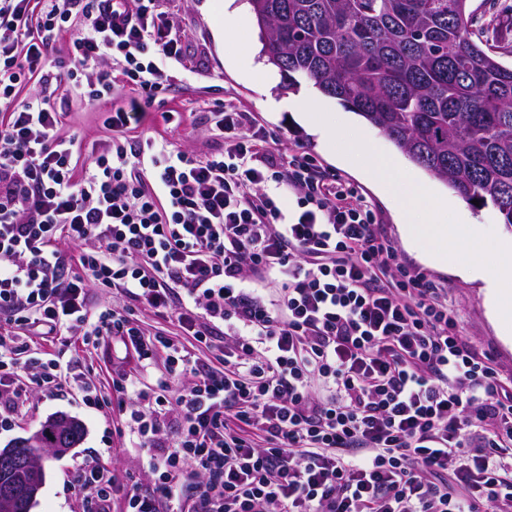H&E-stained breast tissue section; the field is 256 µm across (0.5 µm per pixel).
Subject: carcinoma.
<instances>
[{"mask_svg":"<svg viewBox=\"0 0 512 512\" xmlns=\"http://www.w3.org/2000/svg\"><path fill=\"white\" fill-rule=\"evenodd\" d=\"M469 0H249L284 92L304 80L381 130L462 200L492 205L512 227V65L469 33ZM82 424L47 419L36 461L0 468V484L43 474L49 448H74Z\"/></svg>","mask_w":512,"mask_h":512,"instance_id":"carcinoma-1","label":"carcinoma"}]
</instances>
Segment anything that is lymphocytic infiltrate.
Masks as SVG:
<instances>
[{
	"label": "lymphocytic infiltrate",
	"mask_w": 512,
	"mask_h": 512,
	"mask_svg": "<svg viewBox=\"0 0 512 512\" xmlns=\"http://www.w3.org/2000/svg\"><path fill=\"white\" fill-rule=\"evenodd\" d=\"M156 0H0V410L55 365L19 360L11 329L119 342L145 362L148 396L114 386L149 453V491L125 512H497L512 505V376L459 330L448 290L399 258L363 197L306 151L282 152L254 113H210L221 151L197 157L131 140L143 103L171 86L181 45ZM66 59L44 67L55 37ZM43 87L141 91L106 118L113 138L80 161ZM297 207L287 211L285 194ZM81 245L75 268L61 242ZM175 316L224 368L148 337L127 307L92 314L90 285ZM190 384L170 393V380ZM175 412L167 438L159 410ZM115 482L80 468L87 512Z\"/></svg>",
	"instance_id": "1"
}]
</instances>
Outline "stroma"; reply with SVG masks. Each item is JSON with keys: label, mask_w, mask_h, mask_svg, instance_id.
<instances>
[{"label": "stroma", "mask_w": 512, "mask_h": 512, "mask_svg": "<svg viewBox=\"0 0 512 512\" xmlns=\"http://www.w3.org/2000/svg\"><path fill=\"white\" fill-rule=\"evenodd\" d=\"M238 2L244 7L243 14L235 35L225 39L216 34L224 24V0H157V11L172 22L173 33L182 45V60L170 69V90L158 94L147 107L138 129L140 138H163L191 154L206 156L222 144L210 129L209 113L230 102L254 112L268 131L279 136L281 148H303L326 174L344 179L365 197L404 263L447 286L462 336L489 352L500 373L512 376V350L502 345L497 328L487 316L482 283L420 261L407 248L400 219L389 199L363 173L360 163L342 162L336 149L323 146L308 129L292 120L289 105L303 96L339 114L344 108L306 82L298 91L281 92L279 72L260 56L258 29L247 7L248 0ZM470 9L474 13V39L486 43L503 63L512 64V0H471ZM51 102L66 113L62 132L76 136L81 156H89L93 147L108 140L110 133L103 122L110 105L90 104L76 88L54 93ZM15 342L28 355L57 363L62 385L57 389L31 390L18 399L9 414L8 427L0 429V448L29 437L48 418L59 414L79 419L85 429L76 448L64 456L44 460L45 482L31 512H86V501L71 483L77 469L86 465L114 476L117 490L112 496V512H123L127 488L135 484L145 491L152 486L147 457L117 406L88 407L81 390L90 384L98 394L112 395L114 381L131 373L145 391L154 392L158 379L166 373V352L157 351L152 364L143 368L135 359L126 357L119 343L94 347L75 341L65 346L56 339L29 335L23 329L16 330Z\"/></svg>", "instance_id": "obj_1"}]
</instances>
